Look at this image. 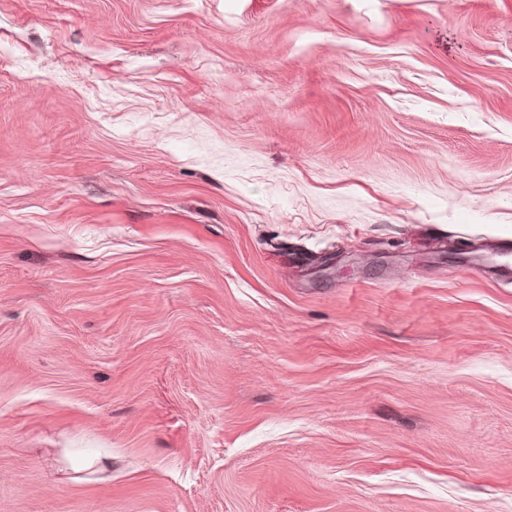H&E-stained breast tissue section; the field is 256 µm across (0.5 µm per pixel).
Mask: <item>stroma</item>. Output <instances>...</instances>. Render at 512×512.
Here are the masks:
<instances>
[{"instance_id": "obj_1", "label": "stroma", "mask_w": 512, "mask_h": 512, "mask_svg": "<svg viewBox=\"0 0 512 512\" xmlns=\"http://www.w3.org/2000/svg\"><path fill=\"white\" fill-rule=\"evenodd\" d=\"M0 512H512V0H0Z\"/></svg>"}]
</instances>
